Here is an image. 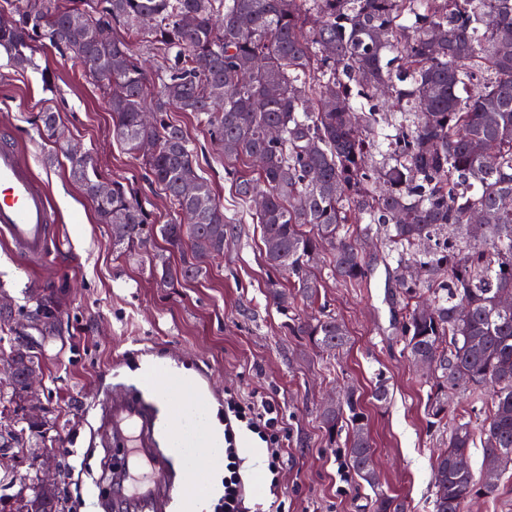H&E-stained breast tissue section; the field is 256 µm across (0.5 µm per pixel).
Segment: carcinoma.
I'll return each mask as SVG.
<instances>
[{"label": "carcinoma", "instance_id": "obj_1", "mask_svg": "<svg viewBox=\"0 0 512 512\" xmlns=\"http://www.w3.org/2000/svg\"><path fill=\"white\" fill-rule=\"evenodd\" d=\"M13 27L0 49L19 69L50 48L73 55L103 90L112 132L142 161L178 213L193 223L164 224L128 185L102 175L91 155L67 158L68 174L96 203L105 224H123L122 243L152 256L166 284L197 279L224 255L227 225L198 150L168 113L192 112L209 141L224 148V180L254 212L283 315L295 299L314 314L291 316L287 328L336 353L348 331L318 306L322 276L311 256L329 252L327 275L361 287L369 269L360 242L379 240L396 263L392 279L405 316L408 360L428 364L429 412L448 414V394L466 409L433 468L434 512H465L469 501L498 490L512 470V0H11ZM112 30V40L95 31ZM161 59L155 69L143 55ZM112 73V79L106 73ZM151 121L141 122V113ZM358 113L353 125L348 117ZM59 113L40 112L54 134ZM279 129L276 138L267 130ZM476 210L493 214L472 224ZM408 221L401 223L396 215ZM356 225L350 229V225ZM463 246L448 243V232ZM179 254V263L170 255ZM411 267L415 275L403 269ZM59 289L45 286L35 305L18 311L21 327L40 312L61 314ZM17 364L7 382L22 401L33 366L29 348L10 339ZM330 439L343 447L356 475L378 486L367 416L358 392L319 409ZM481 420L485 470L477 477L455 460L474 443Z\"/></svg>", "mask_w": 512, "mask_h": 512}]
</instances>
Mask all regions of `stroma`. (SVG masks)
<instances>
[{
  "label": "stroma",
  "instance_id": "1",
  "mask_svg": "<svg viewBox=\"0 0 512 512\" xmlns=\"http://www.w3.org/2000/svg\"><path fill=\"white\" fill-rule=\"evenodd\" d=\"M36 61L37 68L19 70L0 49V140L18 148L53 198V247L43 259L29 260L0 242V298L18 309L44 285L68 289L69 330L48 338L42 353L40 397L52 429L47 437L28 438L37 451L67 449L62 481L68 512H116L114 491L98 483L115 451L106 445L94 404L103 391L156 393L149 362L189 370L216 412H223L228 391L244 400L260 393L281 408L285 452L277 475L268 472L265 456L255 455L257 436L239 434L249 505L257 512H267L274 479L284 493L283 512H366L373 491L350 470L344 449L330 441L318 416L320 405L347 385L361 393L383 491L400 512H433L432 462L448 445L462 401L449 395L447 419L431 425L429 388L403 352L402 305L388 278L394 263L379 242L364 248L370 275L362 287L322 280L321 301L346 325L347 345L328 355L307 337L292 335L270 296L259 227L224 179L223 151L193 114L176 112L173 121L202 147L216 198L237 222L223 258L198 279L161 283L150 260L164 242L154 240L147 251L115 245L111 226L69 177L57 143L43 134L42 108L60 106L65 138L92 155L104 180L132 184L163 222L173 215L168 199L113 136L103 94L83 75L79 59L40 49ZM45 67L53 84L43 80ZM381 376L389 387L383 406L372 397Z\"/></svg>",
  "mask_w": 512,
  "mask_h": 512
}]
</instances>
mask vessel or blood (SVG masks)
Wrapping results in <instances>:
<instances>
[{
  "mask_svg": "<svg viewBox=\"0 0 512 512\" xmlns=\"http://www.w3.org/2000/svg\"><path fill=\"white\" fill-rule=\"evenodd\" d=\"M52 199L17 148L0 144V241L23 257H44L50 245ZM100 412L110 438L126 463L118 481L121 496L135 512H155L159 501L174 492L171 459L157 436V409L139 393L102 398Z\"/></svg>",
  "mask_w": 512,
  "mask_h": 512,
  "instance_id": "obj_1",
  "label": "vessel or blood"
}]
</instances>
